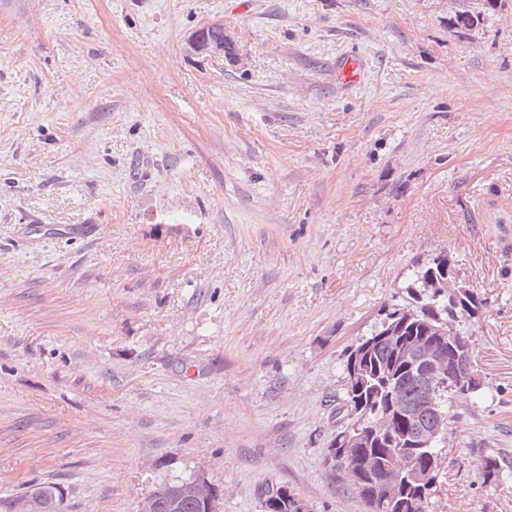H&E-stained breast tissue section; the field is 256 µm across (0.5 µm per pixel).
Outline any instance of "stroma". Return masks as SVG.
I'll return each instance as SVG.
<instances>
[{
    "label": "stroma",
    "instance_id": "obj_1",
    "mask_svg": "<svg viewBox=\"0 0 512 512\" xmlns=\"http://www.w3.org/2000/svg\"><path fill=\"white\" fill-rule=\"evenodd\" d=\"M217 20L234 59L188 48ZM507 225L512 0H0V496L140 512L202 473L223 512H367L324 464L347 354L445 251L483 388L427 512H512ZM273 488L270 489L269 483L262 485L258 489V497L262 498L263 495L267 496L266 501L273 504V512H312V507L302 498H296L294 503V509L292 507L293 502L292 498L294 496H298L297 493L294 492L293 489L288 487L285 484H273ZM276 486V489L275 487ZM263 500V503L260 505V510L262 512L267 511V504Z\"/></svg>",
    "mask_w": 512,
    "mask_h": 512
}]
</instances>
